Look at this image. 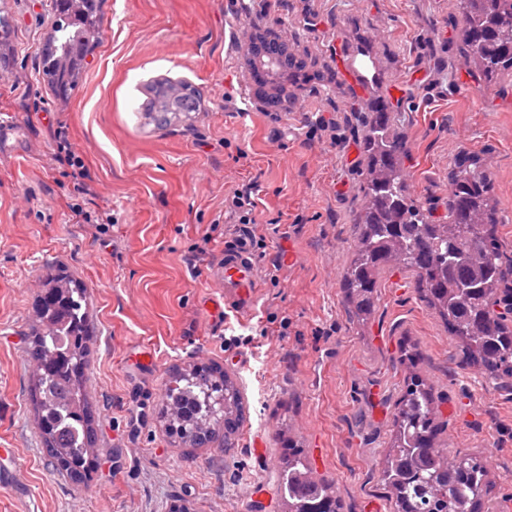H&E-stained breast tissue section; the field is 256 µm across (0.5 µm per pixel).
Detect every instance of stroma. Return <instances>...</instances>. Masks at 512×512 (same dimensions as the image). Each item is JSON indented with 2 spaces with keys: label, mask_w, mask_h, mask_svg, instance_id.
I'll list each match as a JSON object with an SVG mask.
<instances>
[{
  "label": "stroma",
  "mask_w": 512,
  "mask_h": 512,
  "mask_svg": "<svg viewBox=\"0 0 512 512\" xmlns=\"http://www.w3.org/2000/svg\"><path fill=\"white\" fill-rule=\"evenodd\" d=\"M52 8L5 0L0 117L23 137L0 150V466L15 473L0 512H281L282 436L335 482L344 512H392L378 464L411 344L443 398L441 440L485 457L488 497L512 512V392L463 363L404 271L382 278L366 327L342 302L362 117L377 95L404 139L410 192L435 221L448 219L456 155L480 156L512 257V83L474 73L455 0H104L100 41L66 99L43 75ZM257 26L307 64L310 81L288 88L296 111H266L255 95L246 41ZM163 79L201 99L191 119L159 129L144 107ZM60 122L99 197L75 193L56 161ZM248 184L264 241L253 248L257 303L240 315L225 308L214 264L193 255L203 237L221 250L240 230L232 197ZM105 203L110 229L76 222L74 208ZM54 265L94 304L84 343L95 466L74 479L50 461L29 387L35 307ZM189 365L239 385L235 447L185 446L160 422L165 383Z\"/></svg>",
  "instance_id": "35a3bbf8"
}]
</instances>
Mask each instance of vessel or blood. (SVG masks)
Masks as SVG:
<instances>
[{
  "label": "vessel or blood",
  "instance_id": "obj_1",
  "mask_svg": "<svg viewBox=\"0 0 512 512\" xmlns=\"http://www.w3.org/2000/svg\"><path fill=\"white\" fill-rule=\"evenodd\" d=\"M224 282V305L238 312L250 311L257 286L253 248L248 234H239L224 254L221 272Z\"/></svg>",
  "mask_w": 512,
  "mask_h": 512
}]
</instances>
